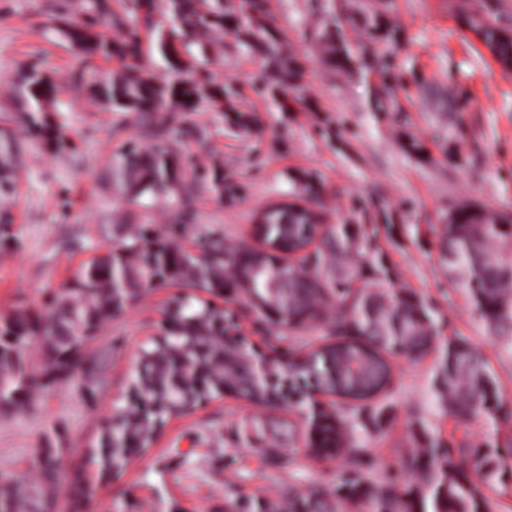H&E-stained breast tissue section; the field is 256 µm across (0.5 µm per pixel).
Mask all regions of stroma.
Wrapping results in <instances>:
<instances>
[{
	"instance_id": "35a3bbf8",
	"label": "stroma",
	"mask_w": 512,
	"mask_h": 512,
	"mask_svg": "<svg viewBox=\"0 0 512 512\" xmlns=\"http://www.w3.org/2000/svg\"><path fill=\"white\" fill-rule=\"evenodd\" d=\"M57 0H0V138L18 140L22 153L13 190L0 196L7 245L0 247V315L42 317L74 273L121 235L147 232L193 249H224L253 241L254 217L294 191L292 176L320 178L327 223L376 227L372 251L388 268L367 288L415 292L442 324L422 358L393 360V389L373 399V412L353 436L367 450L363 465L349 454L316 458L307 429L289 405L257 407L231 395L167 419L154 442L116 477L95 479L92 498L76 505L68 486L57 489L60 512H224L238 498L287 502L290 494L324 488L342 497L344 473L357 468L370 484L397 479L402 459L433 436L472 448L512 441V345L498 341L474 311L468 294L449 280L436 228L457 206L474 204L512 215V68L501 66L461 25L475 0H268L273 25L303 65L299 86L261 95L259 56L224 38L212 71L234 79L241 104L258 122L230 128L223 113L200 104L181 115L175 151L202 165L221 162L245 195L217 198L195 180L167 204L128 199L112 181L109 163L130 144L159 140L135 115L93 103L71 80L73 55L50 28ZM381 13L398 42L393 77L381 107L370 100L376 73L325 61L319 38L338 18L354 56L379 48L363 17ZM37 63L58 87L52 120L66 143L46 148L30 140L8 82ZM178 284L155 288L114 316L86 341L73 374L35 385L12 412L0 413V473L31 476L41 448L80 471L105 422L129 406L132 374L145 348L163 330ZM246 336L263 350L288 337L292 355L324 337L323 323L277 326L248 304L236 306ZM467 338L487 359L505 413L461 419L434 401L437 365L449 337Z\"/></svg>"
}]
</instances>
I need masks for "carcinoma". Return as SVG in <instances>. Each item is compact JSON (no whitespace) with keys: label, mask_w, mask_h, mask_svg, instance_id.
<instances>
[{"label":"carcinoma","mask_w":512,"mask_h":512,"mask_svg":"<svg viewBox=\"0 0 512 512\" xmlns=\"http://www.w3.org/2000/svg\"><path fill=\"white\" fill-rule=\"evenodd\" d=\"M150 22L151 41L144 42L138 22ZM465 28L481 40L503 65L512 66V28L497 14L479 9L463 18ZM52 29L74 51L75 69L71 78L89 98L113 112H135L153 119L157 112H191L201 102L222 112L229 125L242 123L238 106L239 91L233 81L214 84L210 63L224 53V35L237 37L239 44L258 50L266 61V76L286 89L299 84L301 69L296 57L273 28L266 0H121L120 9L112 0H64ZM366 29L384 33L383 41H397L395 33L384 27L383 16L370 14ZM322 49L341 65L354 63L349 48L336 45V35L324 38ZM157 51L170 78L144 66V55ZM116 59L121 70L110 78L101 76L97 61ZM11 97L19 111L27 113L34 135L47 144L63 143L60 125L46 118L48 105L55 101L56 85L39 69L26 68L10 84ZM19 144L6 137L0 141V194L12 189L15 170L12 162ZM191 163L170 148L127 147L112 159L113 182L130 199H154L175 194L183 187ZM206 188L218 197H233L242 186L224 175L216 161L210 166ZM439 235L440 256L449 277L465 289L479 319L498 338L512 343V255L505 228H512V217L487 207L462 205L448 215ZM317 220L315 213L302 210L293 214L268 209L262 214L269 243H287L292 250L308 243L305 226ZM372 234L362 224H350L324 235L321 245L300 254L283 266L257 260L248 250L224 256L219 243L206 245L210 257L197 256L170 242L143 234L131 235L108 248L106 254L79 269L70 288L56 296L49 314L46 348L48 371L70 369L79 357L84 340L97 334L102 325L116 315L119 304L112 302V289L127 288L128 295L170 282L211 291L247 277L258 296H273L288 313V327L298 328L317 319L321 309L336 302V322L329 334L336 341L319 346L300 358L296 369L306 384L328 395L364 402L391 383L388 354L419 358L437 333L429 308L414 295L399 291L379 294L355 289L366 269H374L364 249ZM174 313L177 330L153 342L143 351V372L136 383L153 381L149 392L156 416L164 421L180 413L182 406L200 397L221 394L223 375L241 381L243 394L257 405H272L273 395L284 392V372L276 369L272 383L249 382L238 377L242 365L230 364L215 384L198 390L190 375L182 385L170 383L157 356L171 349L190 350L204 342L214 330V319L224 316L218 307L201 303L195 306L189 296L176 299ZM25 315L0 317V412L10 411L33 387L23 357L28 337L37 332ZM435 393L440 404L458 417L501 411L493 375L480 353L467 339L451 336L435 376ZM330 425L311 452L339 455L350 447L347 420L330 412ZM153 418L131 421L124 412L109 420L100 436L99 447L89 450V458L102 470L124 467L127 445L149 442L154 434ZM34 477L0 473V512H37L43 507L42 495L58 482L60 459L52 448H45L30 461ZM512 471V449L494 446L484 452L435 438L429 447L408 456L403 471L409 475L415 492H398L392 482L367 488L359 472L344 480L347 496L364 501L367 512H492L470 473L481 475L486 483ZM237 512H279L272 501L239 500L232 504ZM288 512H338L318 488L308 494L293 495Z\"/></svg>","instance_id":"carcinoma-1"}]
</instances>
